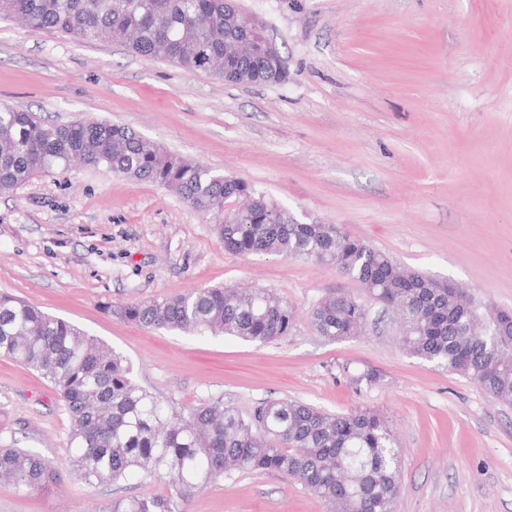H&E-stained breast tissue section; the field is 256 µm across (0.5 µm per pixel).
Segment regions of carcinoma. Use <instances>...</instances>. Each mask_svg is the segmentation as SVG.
<instances>
[{
  "label": "carcinoma",
  "instance_id": "cac0c4a2",
  "mask_svg": "<svg viewBox=\"0 0 512 512\" xmlns=\"http://www.w3.org/2000/svg\"><path fill=\"white\" fill-rule=\"evenodd\" d=\"M0 17L84 42H113L142 58L163 57L190 72L244 84L286 79L283 57L260 21L245 24L238 0H0ZM160 184L216 224L224 251L313 258L357 281L400 314L399 342L411 356L477 382L512 402V312L479 327L463 291L402 268L339 224H300L249 183L191 164L133 128L108 121L49 122L0 105V195L72 164ZM157 330H194L266 345L295 326L271 290L204 287L118 307ZM361 300L337 293L309 312L332 341L364 326ZM0 356L39 372L69 415L70 465L91 488L141 470L168 486L162 494L116 496L102 512H184L200 485L235 472L275 473L313 491L330 512H393L400 454L389 422L359 408L331 413L288 398L260 402L248 416L219 398L183 415L132 377L126 359L101 349L72 323L0 292ZM60 478L40 455L0 448V479L19 492Z\"/></svg>",
  "mask_w": 512,
  "mask_h": 512
}]
</instances>
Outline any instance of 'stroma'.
<instances>
[{
  "label": "stroma",
  "instance_id": "1",
  "mask_svg": "<svg viewBox=\"0 0 512 512\" xmlns=\"http://www.w3.org/2000/svg\"><path fill=\"white\" fill-rule=\"evenodd\" d=\"M285 60L277 84L235 85L0 20V103L58 122L126 124L185 159L252 184L298 222L340 224L403 266L512 309V0H239ZM213 285L272 289L296 311L287 338L143 328L113 312ZM0 291L120 352L180 412L268 398L330 412L368 406L396 432L394 512H512V404L414 358L394 311L310 258L225 253L212 224L164 187L75 165L0 195ZM368 322L331 341L308 319L334 293ZM366 372L374 383L360 382ZM70 419L38 372L0 358V448L60 474L0 512H103L115 494L165 492L136 472L91 488L69 466ZM184 512H327L279 475L234 473Z\"/></svg>",
  "mask_w": 512,
  "mask_h": 512
}]
</instances>
